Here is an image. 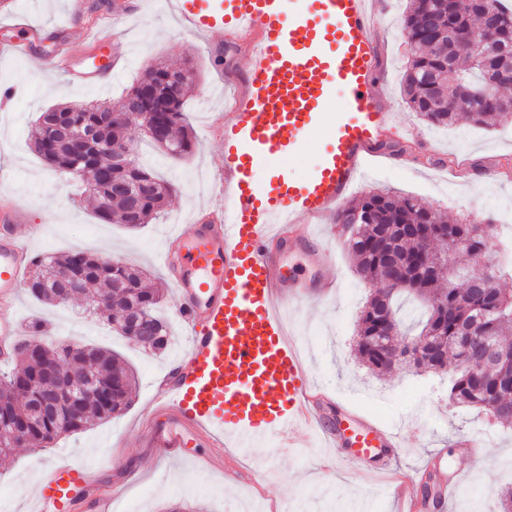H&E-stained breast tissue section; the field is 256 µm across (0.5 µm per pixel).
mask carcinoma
<instances>
[{
    "mask_svg": "<svg viewBox=\"0 0 512 512\" xmlns=\"http://www.w3.org/2000/svg\"><path fill=\"white\" fill-rule=\"evenodd\" d=\"M402 31L414 53L402 77V90L409 108L431 126L451 127L459 112L470 121L489 127L512 112L501 107L503 94L485 90L486 62L493 60L504 72H512V13L499 0H408L400 18ZM180 75L163 64L151 66L116 102L75 100L44 111L31 130L36 153L53 170L79 178L96 199L95 214L105 222L115 221L138 228L156 219L175 191L174 184L139 161L137 145L127 137L132 121L145 118L158 97L172 100L173 110L159 113L162 137L147 141L170 159L184 158L196 146L195 136L183 112V90L187 79L166 82L169 74ZM463 84L481 93L467 97L459 93ZM67 129L91 143L77 150L56 136V128ZM105 141L119 149L132 150L129 165L117 168L112 154L103 150ZM119 179L127 192L139 198V210L128 199L112 193V180ZM358 214L362 222L346 239L359 274L374 286L385 287L394 275L407 283L404 292L423 306L417 329L405 324L394 306L395 298L380 301L370 296L358 321L356 355L380 376L396 368L439 371L456 361L450 377L449 398L506 424L512 419V355L493 363L463 367L454 340L464 329L486 333L492 343L512 349V294L497 288L501 271L491 265L478 277L470 274L463 258L484 251L491 225L461 222L450 224L435 208L413 196L372 192L342 207L334 223L344 224ZM387 232L396 246L392 254L381 249ZM62 272L81 276L87 308L112 324L121 336L143 348L165 351L170 344V324L159 312V289L145 282L138 267L106 260L87 251L43 256L33 262L26 280L30 295L38 301L64 304L68 296L58 287ZM398 336H425L433 331L441 340L428 359L404 362L396 357ZM40 321L32 322L30 336L17 351L14 366L0 370V454L19 446L48 447L63 433L82 430L127 409L136 386L130 365L120 354L90 344L47 343ZM96 372L74 392L75 399L62 397L57 416L49 421L33 418L38 396L53 385L50 371L84 372L86 359ZM112 391V405L102 393Z\"/></svg>",
    "mask_w": 512,
    "mask_h": 512,
    "instance_id": "obj_1",
    "label": "carcinoma"
}]
</instances>
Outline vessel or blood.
<instances>
[{
  "label": "vessel or blood",
  "mask_w": 512,
  "mask_h": 512,
  "mask_svg": "<svg viewBox=\"0 0 512 512\" xmlns=\"http://www.w3.org/2000/svg\"><path fill=\"white\" fill-rule=\"evenodd\" d=\"M381 0H168L178 24L208 38L226 21L252 35L246 81L224 124V211L204 214L191 233L165 238L159 252L179 299L178 313L191 336L170 371L156 379L157 409L150 434L162 455L177 457L199 445L235 453L277 438L289 460L300 437L318 433L332 454L326 468L348 456L367 475L384 477L398 456L400 435L358 409H329L311 381L283 308L324 295L329 281L289 276L284 258L305 248L321 271L331 254L313 226L335 214L365 172L369 156L387 136L393 115L377 92L378 46L372 18ZM45 35L23 26L5 52L32 55ZM118 43L98 36L78 46L59 33L55 69L72 83L103 86L119 61ZM337 112L329 151L304 181L261 175L300 154L329 108ZM27 210L0 197V350L18 345L15 317L31 266L29 238L17 227ZM405 512L445 507L447 496L425 504L416 482L384 489ZM93 496L96 512H111L110 493L93 471L74 462L47 461L32 491L35 512H72Z\"/></svg>",
  "instance_id": "1"
}]
</instances>
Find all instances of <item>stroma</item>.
Returning <instances> with one entry per match:
<instances>
[{
  "label": "stroma",
  "instance_id": "obj_1",
  "mask_svg": "<svg viewBox=\"0 0 512 512\" xmlns=\"http://www.w3.org/2000/svg\"><path fill=\"white\" fill-rule=\"evenodd\" d=\"M86 2L84 13L75 19L69 0H10L8 6H0V40L18 37L13 26L17 11L31 24L67 27L76 40H83L100 29L112 0ZM405 6L406 0H387L385 11L375 17L381 43V94L393 114V130L382 147L384 161L369 166L365 181L351 196L356 199L381 189L415 196L452 219L495 220L498 211H512V118L491 128L473 126L464 117L451 128H434L409 109L401 92V77L411 55L399 24ZM114 33L124 44L125 57L107 86L72 87L49 68L46 54L35 65L23 56L0 55V92L10 93L0 104V191L30 203L33 223L42 225V237L32 242L34 256L81 249L138 265L160 288L161 313L174 332L168 350L156 354L115 334L103 318L86 312L82 301L54 306L23 294L18 310L21 326L37 319L51 340L114 349L137 374L127 410L60 436L47 449V457L65 456L93 468L99 483L112 489V512H171L175 507L180 512H242L256 502H297L301 512H397L395 502L365 480L358 467L323 471L324 450L317 445L308 449L304 460L291 463L277 454L275 440H268L247 450L237 472L225 470L220 448L211 449L209 465L174 459L145 468L155 450L134 426L148 409L153 380L187 346L177 296L158 254L168 231L190 230L201 210L223 205L217 187L224 166L220 116L230 112L235 93L244 86L252 41L225 24L223 33L214 38L223 56L214 60L200 39L180 30L166 0H142L139 12L119 22ZM159 60L193 69L184 111L197 145L187 158L168 162L157 160L154 150L143 146V156L175 183L176 191L157 220L131 230L100 221L83 187L49 168L32 150L29 133L47 108L65 101L116 98ZM333 120V115H324L304 152L290 159V178L303 180L316 170ZM331 246L335 264L327 273L339 280L335 294L288 311L291 330L310 342L307 361L315 383L400 432L397 475H412L430 454H439L435 480L445 482L457 470H466L464 484L477 495L480 512H499V492L512 488V426L451 402L447 375L398 370L370 374L354 348L360 310L374 288L358 274L343 236L332 239ZM472 433L489 441L487 457L478 464L463 445ZM256 464L274 467L273 478L259 490L245 473ZM41 470L23 448L0 459V512H30L31 491Z\"/></svg>",
  "mask_w": 512,
  "mask_h": 512
}]
</instances>
